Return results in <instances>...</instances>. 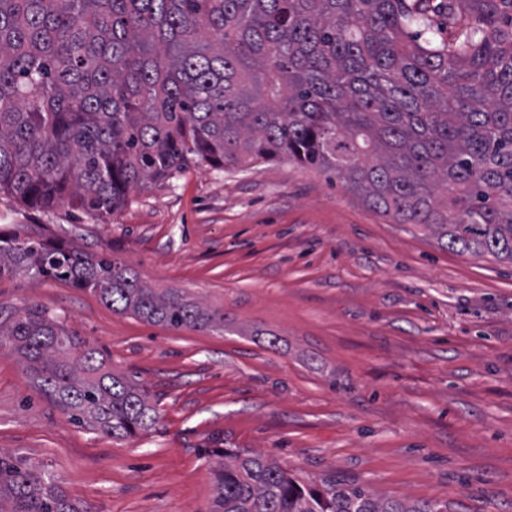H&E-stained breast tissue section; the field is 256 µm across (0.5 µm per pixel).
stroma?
Returning a JSON list of instances; mask_svg holds the SVG:
<instances>
[{"label": "stroma", "mask_w": 512, "mask_h": 512, "mask_svg": "<svg viewBox=\"0 0 512 512\" xmlns=\"http://www.w3.org/2000/svg\"><path fill=\"white\" fill-rule=\"evenodd\" d=\"M107 253L148 287L224 314L223 333L112 312L67 282L0 278V322L59 318L136 375L155 429L69 421L0 349V449L78 512H210L224 444L448 512H512V264L441 247L288 160L193 166L98 220L0 195V234Z\"/></svg>", "instance_id": "1"}]
</instances>
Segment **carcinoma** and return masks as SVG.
Instances as JSON below:
<instances>
[{"mask_svg": "<svg viewBox=\"0 0 512 512\" xmlns=\"http://www.w3.org/2000/svg\"><path fill=\"white\" fill-rule=\"evenodd\" d=\"M281 158L448 250L512 263V0H0V194L104 217L192 164ZM20 272L224 331L223 312L104 253L0 237V278ZM3 346L70 421L123 440L155 428L146 390L60 321L29 311L0 324ZM207 455L211 512H448L239 448ZM0 512L76 510L0 450Z\"/></svg>", "mask_w": 512, "mask_h": 512, "instance_id": "obj_1", "label": "carcinoma"}]
</instances>
